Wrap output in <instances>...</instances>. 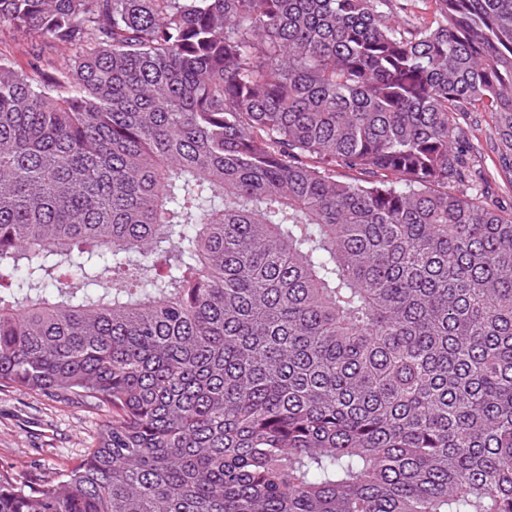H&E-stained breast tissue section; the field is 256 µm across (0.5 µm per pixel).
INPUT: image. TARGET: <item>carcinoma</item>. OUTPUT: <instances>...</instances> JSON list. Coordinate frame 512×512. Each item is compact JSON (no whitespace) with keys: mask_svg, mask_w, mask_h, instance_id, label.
Segmentation results:
<instances>
[{"mask_svg":"<svg viewBox=\"0 0 512 512\" xmlns=\"http://www.w3.org/2000/svg\"><path fill=\"white\" fill-rule=\"evenodd\" d=\"M388 2L0 0V386L112 411L0 512H512V0ZM0 52L11 57L17 68L28 72L30 64L36 62L37 55L40 65L45 68L58 62L64 53L35 35L14 32L5 27L0 30ZM472 143L480 150L481 165L489 176V196L505 209L512 207V187L509 176L502 172L493 143L497 138L495 123L488 112H471L469 117Z\"/></svg>","mask_w":512,"mask_h":512,"instance_id":"cac0c4a2","label":"carcinoma"}]
</instances>
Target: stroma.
Masks as SVG:
<instances>
[{
  "mask_svg": "<svg viewBox=\"0 0 512 512\" xmlns=\"http://www.w3.org/2000/svg\"><path fill=\"white\" fill-rule=\"evenodd\" d=\"M0 53L17 68L31 63L58 62L61 49L37 36L0 30ZM471 140L480 150V163L490 172L489 196L503 208L512 207V180L502 172L493 150L495 123L487 112L469 117ZM107 417L84 398L50 395L0 387V469L12 471L22 482L42 483L77 465L97 440Z\"/></svg>",
  "mask_w": 512,
  "mask_h": 512,
  "instance_id": "stroma-1",
  "label": "stroma"
}]
</instances>
